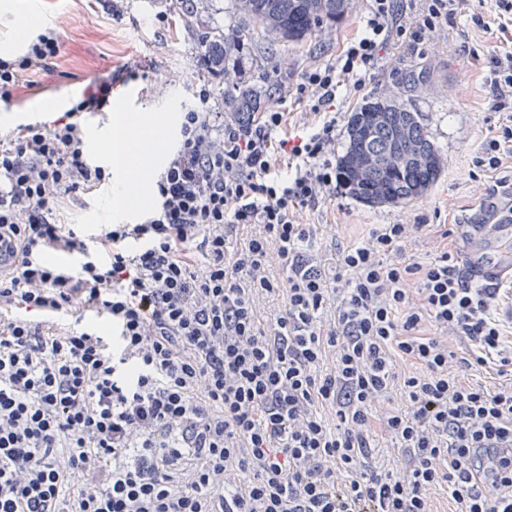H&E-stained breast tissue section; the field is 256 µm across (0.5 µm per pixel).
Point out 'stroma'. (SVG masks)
<instances>
[{"instance_id": "stroma-1", "label": "stroma", "mask_w": 512, "mask_h": 512, "mask_svg": "<svg viewBox=\"0 0 512 512\" xmlns=\"http://www.w3.org/2000/svg\"><path fill=\"white\" fill-rule=\"evenodd\" d=\"M369 8L370 0H351L349 12L336 25L285 48L262 39L256 22L239 10L237 0H195L193 5L204 28L240 36L245 49L239 57L250 81L264 93L284 78L298 83L306 67L332 62L343 44L364 31ZM467 10L453 25L426 39L418 53H407L397 37L388 38L361 88L341 92L336 102L337 147L345 145L352 112L366 101L387 99L417 113L445 168L421 200L403 208H369L340 190L335 199L307 211L304 220L315 225L324 260H332L335 244L363 239L374 224L419 225L405 252L420 259L444 248L459 254L458 225L478 223L481 215L503 208L512 195V157H503L494 172L481 171L474 164L502 116L493 106L481 62L471 55L475 49L486 51L491 42L469 15L492 17L494 4L467 0ZM123 11L122 19H114L100 0H7L6 6H0V57L24 54L34 33L30 19L35 15L60 38L53 75L23 74L12 100L0 102V129L18 130L29 114L39 123L52 124L62 116L64 104L81 98L97 79L118 66L137 63L144 67V76L117 84L105 111L82 115L88 153L100 165L110 166L107 128L114 111L125 110L124 98L132 87L139 92L136 111L167 116L160 140L165 148H172L180 113L195 105L196 32L184 24L185 9L173 0H125ZM161 13L166 14V22H158ZM115 186V179L109 178L77 197L60 196L54 220L81 228L133 222L154 204L149 194L139 205L116 212L110 206Z\"/></svg>"}]
</instances>
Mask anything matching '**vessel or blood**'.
<instances>
[{"label": "vessel or blood", "mask_w": 512, "mask_h": 512, "mask_svg": "<svg viewBox=\"0 0 512 512\" xmlns=\"http://www.w3.org/2000/svg\"><path fill=\"white\" fill-rule=\"evenodd\" d=\"M461 251L472 279L489 286L512 281V217L485 215L482 223L463 230Z\"/></svg>", "instance_id": "obj_1"}]
</instances>
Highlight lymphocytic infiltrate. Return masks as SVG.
<instances>
[{"label":"lymphocytic infiltrate","instance_id":"f902f5d3","mask_svg":"<svg viewBox=\"0 0 512 512\" xmlns=\"http://www.w3.org/2000/svg\"><path fill=\"white\" fill-rule=\"evenodd\" d=\"M373 2L364 34L279 84L275 107L216 111L200 77L155 207L103 225L97 249L52 212L106 180L79 116L109 106L112 82L54 127L0 131V240L16 250L0 276V512H431L439 490L454 512H512V313L500 316L499 287L445 249L404 257L403 224L336 248L330 272L311 251L303 214L339 185L337 94L361 85L390 29L391 0ZM420 2L417 44L466 0ZM496 7L495 22L471 17L498 44L483 64L507 115L478 159L490 170L512 155V0ZM59 50L44 30L0 58V101L23 73H51ZM52 250L78 267L47 261ZM77 306L107 327L52 323ZM399 360L416 373L398 377ZM490 368L502 385L457 377ZM396 383L405 406L377 416ZM377 422L402 473L376 462Z\"/></svg>","mask_w":512,"mask_h":512}]
</instances>
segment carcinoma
Here are the masks:
<instances>
[{
    "instance_id": "1",
    "label": "carcinoma",
    "mask_w": 512,
    "mask_h": 512,
    "mask_svg": "<svg viewBox=\"0 0 512 512\" xmlns=\"http://www.w3.org/2000/svg\"><path fill=\"white\" fill-rule=\"evenodd\" d=\"M239 7L273 44L303 42L341 20L349 0H239ZM197 43L208 51L207 70H224L233 44L218 31H201ZM261 108L257 88L245 82L228 101L231 112ZM346 147L337 166L343 185L369 207L405 206L422 198L438 180L444 159L416 113L393 102H367L346 127Z\"/></svg>"
}]
</instances>
